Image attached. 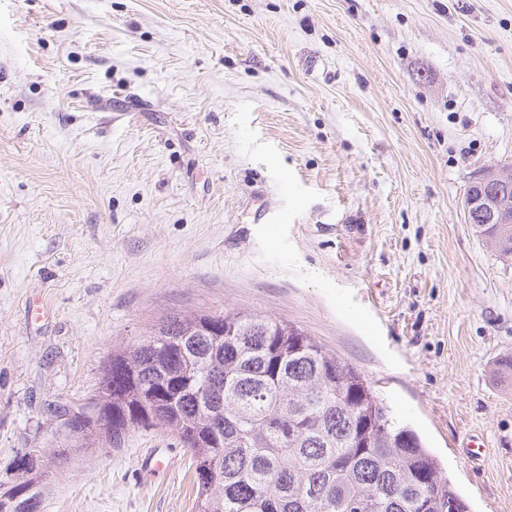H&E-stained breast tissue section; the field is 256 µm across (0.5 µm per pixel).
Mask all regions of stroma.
I'll return each mask as SVG.
<instances>
[{"label": "stroma", "instance_id": "obj_1", "mask_svg": "<svg viewBox=\"0 0 512 512\" xmlns=\"http://www.w3.org/2000/svg\"><path fill=\"white\" fill-rule=\"evenodd\" d=\"M505 162L512 0H0V481L30 452L41 512H192L170 433L67 452L55 407L160 316L242 310L512 512V265L464 213Z\"/></svg>", "mask_w": 512, "mask_h": 512}]
</instances>
